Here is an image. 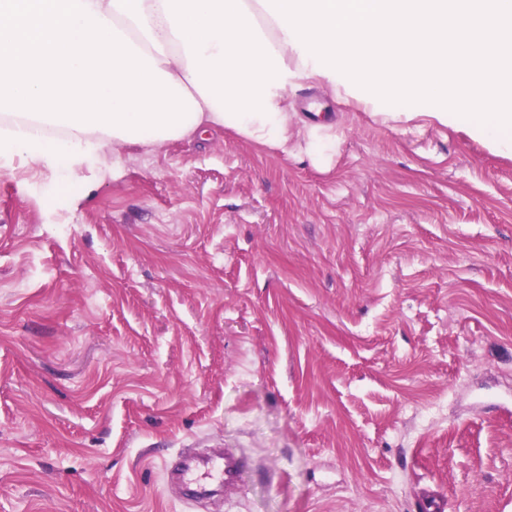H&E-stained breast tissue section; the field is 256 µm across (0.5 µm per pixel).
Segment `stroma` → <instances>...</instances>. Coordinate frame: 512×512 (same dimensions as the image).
Wrapping results in <instances>:
<instances>
[{
	"label": "stroma",
	"mask_w": 512,
	"mask_h": 512,
	"mask_svg": "<svg viewBox=\"0 0 512 512\" xmlns=\"http://www.w3.org/2000/svg\"><path fill=\"white\" fill-rule=\"evenodd\" d=\"M288 98L289 155L228 129L0 173V512H512V157ZM218 444L241 485L183 504L166 463ZM319 129L329 130L331 129V125H321L316 130L310 132L311 139L307 150L311 153L314 161L318 165L322 164L327 159L334 146L331 135L327 133H319Z\"/></svg>",
	"instance_id": "stroma-1"
}]
</instances>
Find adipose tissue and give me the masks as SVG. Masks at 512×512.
<instances>
[{"label": "adipose tissue", "instance_id": "obj_1", "mask_svg": "<svg viewBox=\"0 0 512 512\" xmlns=\"http://www.w3.org/2000/svg\"><path fill=\"white\" fill-rule=\"evenodd\" d=\"M153 57L198 109L178 138L232 129L287 151L288 81L337 71L384 96L406 120L436 103L440 123L512 154V0H90ZM128 142L0 116V168L65 160L71 173L119 175Z\"/></svg>", "mask_w": 512, "mask_h": 512}]
</instances>
